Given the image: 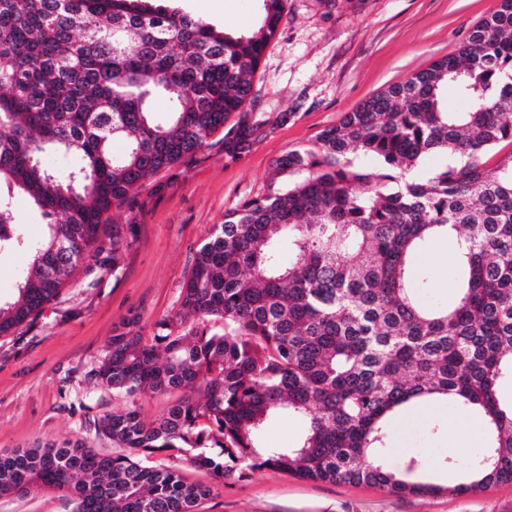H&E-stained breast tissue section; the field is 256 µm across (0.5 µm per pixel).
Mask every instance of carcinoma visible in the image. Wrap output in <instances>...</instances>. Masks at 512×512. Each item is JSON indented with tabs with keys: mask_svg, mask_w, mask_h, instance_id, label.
I'll return each instance as SVG.
<instances>
[{
	"mask_svg": "<svg viewBox=\"0 0 512 512\" xmlns=\"http://www.w3.org/2000/svg\"><path fill=\"white\" fill-rule=\"evenodd\" d=\"M260 2L261 35L233 36L148 0H0V251L29 263L0 301V335L56 299L90 258L121 270L130 238L111 222L147 182L192 160L219 133L224 153L251 148L243 115L251 77L282 19ZM453 88L466 108L448 107ZM163 95L160 118L150 102ZM125 148L112 151V142ZM512 0L476 23L457 52L373 95L290 150L270 181L305 174L286 193L224 215L193 253L171 317L143 336L114 330L89 384L142 397L177 395L145 421L137 409L94 421L117 453L80 443L0 453V496L52 487L72 512H197L232 479L264 468L393 494L456 496L512 481ZM71 155L59 171L47 155ZM427 154L442 165L419 181ZM26 195L45 222L31 242L7 197ZM453 240L460 291L445 306L412 286L428 241ZM372 260L362 262L359 257ZM471 409L488 450L463 481H422L380 460L391 421L422 402ZM299 415L296 446L269 444ZM163 455L211 476L186 481ZM305 429L304 420L295 415H286L279 418L266 433L270 443L282 447H293L301 438Z\"/></svg>",
	"mask_w": 512,
	"mask_h": 512,
	"instance_id": "carcinoma-1",
	"label": "carcinoma"
}]
</instances>
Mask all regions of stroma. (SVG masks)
I'll return each instance as SVG.
<instances>
[{
  "mask_svg": "<svg viewBox=\"0 0 512 512\" xmlns=\"http://www.w3.org/2000/svg\"><path fill=\"white\" fill-rule=\"evenodd\" d=\"M181 12L231 34L256 32L257 0H174ZM499 0H287L275 36L253 78L250 112L261 127L249 152L230 157L221 142L186 165L154 177L135 205L116 213L134 241L122 271L79 273L37 315L0 336V451L66 440L100 452L111 442L93 421L129 408V399L95 389L88 375L114 329L132 319L147 328L174 315L190 272V253L225 213L267 193L288 191L292 178H272L277 158L317 149L318 137L368 97L456 52L469 28ZM458 265L451 240L434 239L415 263L430 304L455 293ZM485 445L481 420L445 403L407 411L391 425L385 466L425 465L431 483L462 479L460 467ZM64 493L39 487L0 496V512H71ZM199 512H512V483L477 493L417 496L367 484L302 480L262 469L225 486Z\"/></svg>",
  "mask_w": 512,
  "mask_h": 512,
  "instance_id": "35a3bbf8",
  "label": "stroma"
}]
</instances>
